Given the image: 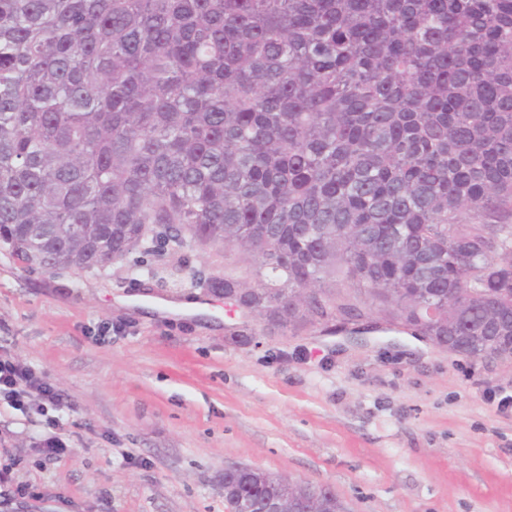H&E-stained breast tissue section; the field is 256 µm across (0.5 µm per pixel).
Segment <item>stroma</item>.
I'll list each match as a JSON object with an SVG mask.
<instances>
[{
	"mask_svg": "<svg viewBox=\"0 0 512 512\" xmlns=\"http://www.w3.org/2000/svg\"><path fill=\"white\" fill-rule=\"evenodd\" d=\"M235 258L46 272L0 250V349L65 398L0 400V512H224L229 463L331 487L350 512H512V410L486 401L512 395V360L389 330L231 335L210 284ZM54 434L70 455L41 452Z\"/></svg>",
	"mask_w": 512,
	"mask_h": 512,
	"instance_id": "1",
	"label": "stroma"
}]
</instances>
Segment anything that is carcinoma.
Wrapping results in <instances>:
<instances>
[{"label":"carcinoma","mask_w":512,"mask_h":512,"mask_svg":"<svg viewBox=\"0 0 512 512\" xmlns=\"http://www.w3.org/2000/svg\"><path fill=\"white\" fill-rule=\"evenodd\" d=\"M168 243L244 256L214 291L293 334L512 336V0H0V248Z\"/></svg>","instance_id":"1"}]
</instances>
